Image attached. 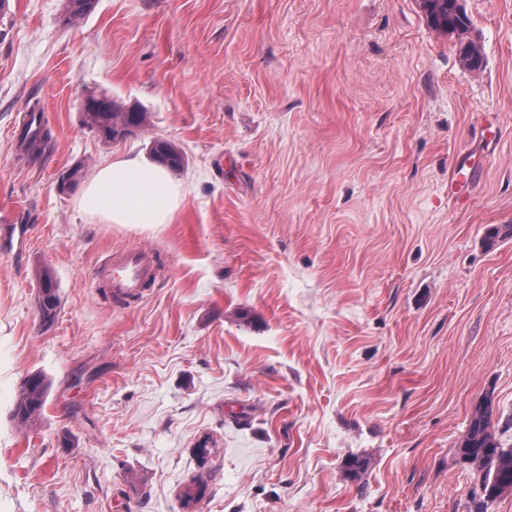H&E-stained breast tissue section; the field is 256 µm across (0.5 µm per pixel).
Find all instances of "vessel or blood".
<instances>
[{"instance_id":"vessel-or-blood-1","label":"vessel or blood","mask_w":512,"mask_h":512,"mask_svg":"<svg viewBox=\"0 0 512 512\" xmlns=\"http://www.w3.org/2000/svg\"><path fill=\"white\" fill-rule=\"evenodd\" d=\"M97 276L106 281L114 295L138 294L155 279L152 252L138 247L113 254L104 266L98 267Z\"/></svg>"}]
</instances>
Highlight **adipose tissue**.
<instances>
[{"label":"adipose tissue","instance_id":"obj_1","mask_svg":"<svg viewBox=\"0 0 512 512\" xmlns=\"http://www.w3.org/2000/svg\"><path fill=\"white\" fill-rule=\"evenodd\" d=\"M182 195L169 169L124 156L98 167L80 190L79 207L103 224L154 229L172 223Z\"/></svg>","mask_w":512,"mask_h":512}]
</instances>
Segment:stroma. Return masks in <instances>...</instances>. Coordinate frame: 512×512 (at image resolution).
Listing matches in <instances>:
<instances>
[{"label":"stroma","instance_id":"obj_1","mask_svg":"<svg viewBox=\"0 0 512 512\" xmlns=\"http://www.w3.org/2000/svg\"><path fill=\"white\" fill-rule=\"evenodd\" d=\"M62 3L0 13V512H184L193 484L195 512H466L480 402L512 445V0H465L478 76L417 0H97L73 26ZM92 89L149 125L104 142ZM157 139L185 159L172 223L59 190ZM132 247L160 277L118 299L95 269ZM50 138L51 133L43 123L42 114L30 111L29 119L18 134L20 146L27 152L39 153L45 149ZM42 284L45 288L40 290L38 298L39 314L43 324L50 325L54 322L58 303V288L48 274L42 275ZM47 397L48 385L44 377L38 373L29 375L21 383L13 410L14 418L21 424L35 420L41 415Z\"/></svg>","mask_w":512,"mask_h":512}]
</instances>
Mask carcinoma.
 <instances>
[{
    "label": "carcinoma",
    "instance_id": "obj_1",
    "mask_svg": "<svg viewBox=\"0 0 512 512\" xmlns=\"http://www.w3.org/2000/svg\"><path fill=\"white\" fill-rule=\"evenodd\" d=\"M95 5L96 0H65L62 16L72 24L91 12ZM419 8L431 28L455 37L462 67L472 73L481 72L484 50L464 10L463 0H425ZM87 95L100 106L83 110L85 123L107 142L113 140V133L129 125L142 128L147 123L148 112L142 108L136 107L128 112L120 105L106 107L105 100L110 94L104 90H91ZM50 138L51 133L43 123L42 114L30 111L29 119L18 134L20 146L27 152L39 153ZM151 153L173 171L183 167L182 154L167 141H153ZM42 283L45 288L38 298L39 314L43 324L50 325L56 316L58 288L47 274L42 275ZM47 397L48 385L44 377L38 373L29 375L21 383L13 410L14 418L21 424L35 420L41 415ZM456 451L462 462L483 471L481 493L472 495L467 512H490L502 493L512 491V446H505L498 437L491 402L486 401L476 408Z\"/></svg>",
    "mask_w": 512,
    "mask_h": 512
}]
</instances>
